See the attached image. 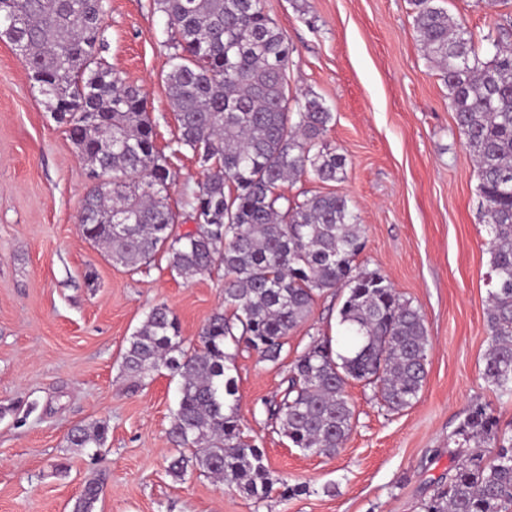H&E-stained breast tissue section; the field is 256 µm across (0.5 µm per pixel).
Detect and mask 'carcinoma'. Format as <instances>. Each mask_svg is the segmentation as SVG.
<instances>
[{
	"label": "carcinoma",
	"mask_w": 512,
	"mask_h": 512,
	"mask_svg": "<svg viewBox=\"0 0 512 512\" xmlns=\"http://www.w3.org/2000/svg\"><path fill=\"white\" fill-rule=\"evenodd\" d=\"M415 38L448 88L455 121L478 168L488 242L484 378L512 398V35L486 58L462 25L436 4L412 0ZM167 17L170 49L163 80L175 111L177 145L190 151L203 180L185 199L196 229L179 233L168 203L170 170L140 89L98 58L104 0H0V28L45 97L95 184L79 217L82 236L112 262L135 271L160 254L185 279L224 267V309L202 327L200 346L183 349L177 317L153 307L130 337L122 370L141 382L164 367L180 379L169 434L177 454L167 472L199 470L262 502L273 491L266 455L243 436L226 347H244L276 364L315 298L347 291L339 323L350 336L343 355L313 341L291 363L268 419L291 443L334 456L353 425L346 385H372L391 410L417 401L431 342L424 316L377 272L357 269L365 247L348 200L315 194L303 201L281 187L309 173L343 178L346 158L323 141L331 112L316 98L290 115L293 54L264 0H155ZM112 181L104 183L101 177ZM108 427L77 425L70 448H101ZM454 473L421 512H512V433L488 405L457 431ZM499 448L493 458L481 447ZM190 453H185L184 449ZM105 475L86 481L72 512H94Z\"/></svg>",
	"instance_id": "obj_1"
}]
</instances>
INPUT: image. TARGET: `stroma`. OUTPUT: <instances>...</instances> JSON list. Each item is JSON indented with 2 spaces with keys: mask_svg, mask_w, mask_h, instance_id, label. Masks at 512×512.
<instances>
[{
  "mask_svg": "<svg viewBox=\"0 0 512 512\" xmlns=\"http://www.w3.org/2000/svg\"><path fill=\"white\" fill-rule=\"evenodd\" d=\"M294 48L296 103L322 100L333 115L324 140L346 158L343 180L305 174L288 196L346 197L365 230L359 269L386 276L423 314L432 344L418 400L399 412L373 386L346 387L356 417L331 458L273 431L266 402L286 387L292 361L312 339L341 346L340 296L317 297L279 363L234 351L245 436L264 448L274 484L300 486L257 503L192 473L166 471L179 384L160 370L138 386L122 354L146 314L166 304L184 349L224 306V270L185 280L165 261L132 273L79 232L91 186L65 126L54 121L13 47L0 40V512H72L93 472L107 484L96 512H420L453 466L456 430L478 404L512 429V399L483 379L489 345L487 224L478 169L450 108L440 71L413 32L412 0H264ZM475 39L512 25V0H444ZM166 18L154 0H106L101 57L144 93L156 143L171 171L169 203L202 180L178 152L177 121L162 74ZM107 424L104 448L66 445L78 424Z\"/></svg>",
  "mask_w": 512,
  "mask_h": 512,
  "instance_id": "stroma-1",
  "label": "stroma"
}]
</instances>
